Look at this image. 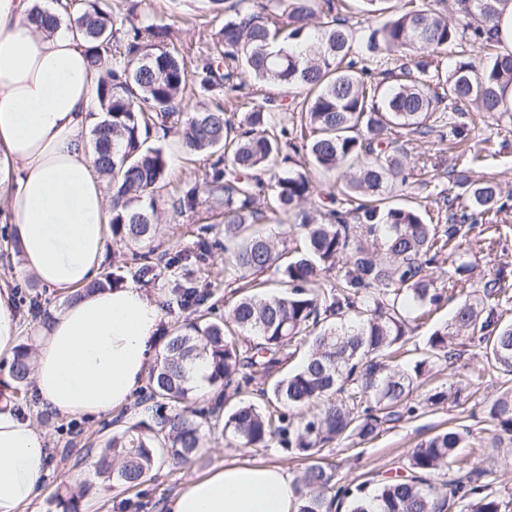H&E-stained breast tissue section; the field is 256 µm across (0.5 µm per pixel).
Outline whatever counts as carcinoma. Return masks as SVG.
<instances>
[{
	"label": "carcinoma",
	"instance_id": "cac0c4a2",
	"mask_svg": "<svg viewBox=\"0 0 512 512\" xmlns=\"http://www.w3.org/2000/svg\"><path fill=\"white\" fill-rule=\"evenodd\" d=\"M54 2L62 12L39 6L33 22L79 32L91 66L102 69L95 99L105 118L91 136L96 169L112 186L113 243L131 250L145 278L153 271L160 202L177 214L196 209L195 186L161 199L167 157L148 144L151 132L177 127L187 152L212 157L205 186L224 207V281L243 283L226 318L203 313L169 337L150 367L141 410L99 448L95 474L133 491L162 465L192 463L206 432L218 429L239 448H279L307 462L297 512H512V493L494 487L495 469L471 467L460 452L468 447V426L421 440L408 456L407 475L376 488L343 484L334 465L319 461L332 444H367L394 423L458 403L463 378L415 396L430 367L455 355L454 340L478 349L507 377L480 414L492 425V447L512 458V321L503 319L512 280L500 269L483 295L466 294L471 265L448 250L506 210L508 199L498 183L470 179L486 156L464 148L451 171L464 192L446 199V223H427L402 202L405 155L388 140L391 129L424 137L444 122L460 145L473 123L464 120L470 110L512 124L511 112L497 111L499 91L512 84V53L483 37L503 0H453L468 19L461 27L420 0H356L376 18L362 43L365 59L393 80L385 94L355 59L348 0H209L224 16L219 57L193 71L179 48L164 44V28L139 19L142 0H128L122 14L110 0ZM449 49L455 60L447 68L439 55ZM245 75L295 91L300 127L277 120L272 96L238 120L221 104H183L190 86L205 95L237 91ZM302 151L328 177L327 190L306 172L284 168ZM316 195L321 206L306 208ZM262 220L289 225L301 245L277 248L256 227ZM445 253L451 271L441 284L431 267ZM338 265L344 272L334 276ZM270 270L288 293L257 292L258 277ZM215 287L189 278L177 301L196 310ZM456 295L450 322L406 359L433 307ZM302 346L301 365L280 374ZM198 361L218 393L214 405L190 413L184 403L196 392ZM32 370V349L22 344L9 368L14 390L31 384ZM259 377L268 381L261 402L242 400L223 415L225 400L248 392ZM440 475L446 480L439 486Z\"/></svg>",
	"mask_w": 512,
	"mask_h": 512
}]
</instances>
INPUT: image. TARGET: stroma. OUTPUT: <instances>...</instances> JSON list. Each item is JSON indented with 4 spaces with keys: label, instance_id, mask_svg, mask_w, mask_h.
<instances>
[{
    "label": "stroma",
    "instance_id": "obj_1",
    "mask_svg": "<svg viewBox=\"0 0 512 512\" xmlns=\"http://www.w3.org/2000/svg\"><path fill=\"white\" fill-rule=\"evenodd\" d=\"M141 16L149 22L167 26L170 41L184 52L191 66L212 56L216 32L223 23L222 17L212 12L208 0H146ZM161 144L169 156L168 192L191 186L200 190L196 212L179 215L165 208L158 214L161 229L156 244L159 253L180 252L185 256L176 267L155 261L153 278L147 284L148 289L160 295L164 331L169 334L195 316L193 310L177 306L176 284L190 276L199 277L204 271L224 268V252L219 248L211 249L205 261H197L200 226L211 225L210 237L219 241L224 238V226L212 197L204 190L209 169L206 156L174 151L173 139L169 136L162 139ZM468 144L475 151L487 146L493 152L492 157L475 168V177L494 179L503 192L512 193V127L507 129L499 126L496 119H485L471 130ZM406 149L409 167H420L425 159L437 165V174L428 186L410 184L406 191L410 204L427 212L431 219H444L447 212L443 198L457 192L450 175L455 163V149L435 133L407 142ZM6 216V211L0 208V287L8 289L21 329L20 338L30 344L34 341L37 323L26 305L20 303V294L16 290L29 274L21 266L12 226ZM491 224L495 231L494 245H486L483 235L474 230L460 247L472 265L467 290L481 288L498 268L512 271V210L493 218ZM462 368L482 375L481 380L464 386V403L422 411L415 418L395 424L370 443L349 449L342 446L324 449L322 458L336 466L343 481L359 483L368 480L376 484L403 471L407 457L418 441L446 428L449 422L458 418L473 430L471 446L466 450L469 461L487 465L491 452L490 427L488 423L475 422L470 412L475 404L496 395L502 382L501 375L487 367L478 350L465 347L454 364L433 365L425 376L424 386L430 389L445 383L451 370ZM16 408L44 432L49 446L47 479L23 512H61L55 496L60 488L68 485L69 477L74 473L78 474V487L84 492L81 512H120L119 504L126 499V492L119 485L102 482L87 464L88 459L98 452L102 440L119 430L116 414L69 418L52 415L41 411L30 391L18 397ZM232 461H274L296 479L300 478L304 468L302 461L280 449L238 448L221 435H209L193 464L175 469L164 467L149 477L139 489L137 512H164L166 499L182 483Z\"/></svg>",
    "mask_w": 512,
    "mask_h": 512
}]
</instances>
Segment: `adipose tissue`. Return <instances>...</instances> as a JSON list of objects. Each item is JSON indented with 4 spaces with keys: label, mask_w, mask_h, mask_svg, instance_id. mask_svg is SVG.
Returning <instances> with one entry per match:
<instances>
[{
    "label": "adipose tissue",
    "mask_w": 512,
    "mask_h": 512,
    "mask_svg": "<svg viewBox=\"0 0 512 512\" xmlns=\"http://www.w3.org/2000/svg\"><path fill=\"white\" fill-rule=\"evenodd\" d=\"M36 0H0V205L23 267L69 295L35 344L32 387L43 410L106 414L130 404L160 349L156 294L134 284L86 292L105 252L112 193L86 149L97 69L81 37L44 32ZM44 432L0 409V512H22L45 479ZM276 463L225 464L185 482L165 512H296Z\"/></svg>",
    "instance_id": "adipose-tissue-1"
}]
</instances>
